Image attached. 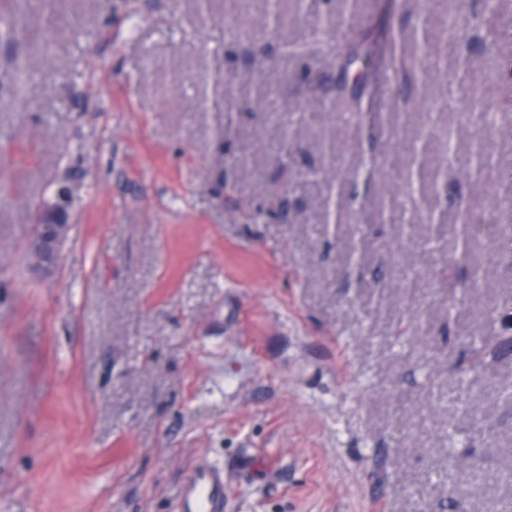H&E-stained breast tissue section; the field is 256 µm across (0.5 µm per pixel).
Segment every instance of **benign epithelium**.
Here are the masks:
<instances>
[{"label":"benign epithelium","mask_w":512,"mask_h":512,"mask_svg":"<svg viewBox=\"0 0 512 512\" xmlns=\"http://www.w3.org/2000/svg\"><path fill=\"white\" fill-rule=\"evenodd\" d=\"M73 200L71 187L61 184L50 198L42 200L36 207L37 220L27 248L37 266L46 272L58 265L60 245L69 229Z\"/></svg>","instance_id":"benign-epithelium-1"}]
</instances>
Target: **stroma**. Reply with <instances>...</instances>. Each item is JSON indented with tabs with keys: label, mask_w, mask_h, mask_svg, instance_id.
I'll return each instance as SVG.
<instances>
[{
	"label": "stroma",
	"mask_w": 512,
	"mask_h": 512,
	"mask_svg": "<svg viewBox=\"0 0 512 512\" xmlns=\"http://www.w3.org/2000/svg\"><path fill=\"white\" fill-rule=\"evenodd\" d=\"M17 10L0 72L34 87L0 86V512H177L202 462L224 470V512H486L512 471V353L458 367L512 338V265L496 236L461 249L457 222L512 208V184L460 157L476 133L503 153L479 117L512 108V52L488 40L512 17L485 0H279L274 27L267 0ZM331 10L335 44L427 34L410 90L387 59L350 67L355 124L323 104L338 69L292 51ZM417 139L453 172L413 193ZM60 182L75 201L45 275L27 243Z\"/></svg>",
	"instance_id": "stroma-1"
}]
</instances>
